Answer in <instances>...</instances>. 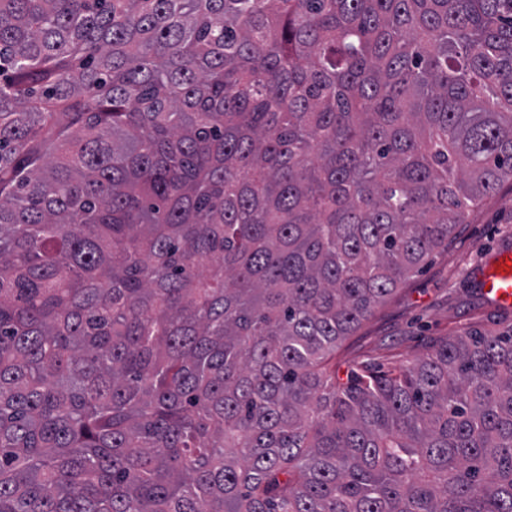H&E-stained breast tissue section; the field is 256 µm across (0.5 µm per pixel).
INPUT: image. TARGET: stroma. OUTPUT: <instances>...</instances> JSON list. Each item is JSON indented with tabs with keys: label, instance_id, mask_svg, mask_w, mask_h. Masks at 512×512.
<instances>
[{
	"label": "stroma",
	"instance_id": "stroma-1",
	"mask_svg": "<svg viewBox=\"0 0 512 512\" xmlns=\"http://www.w3.org/2000/svg\"><path fill=\"white\" fill-rule=\"evenodd\" d=\"M507 244L512 246V180L472 208L447 248L342 341L337 377L363 365L388 368L423 357L443 337L511 329L512 310L490 304L477 286L479 267Z\"/></svg>",
	"mask_w": 512,
	"mask_h": 512
}]
</instances>
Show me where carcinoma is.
I'll use <instances>...</instances> for the list:
<instances>
[{
  "label": "carcinoma",
  "instance_id": "obj_1",
  "mask_svg": "<svg viewBox=\"0 0 512 512\" xmlns=\"http://www.w3.org/2000/svg\"><path fill=\"white\" fill-rule=\"evenodd\" d=\"M512 179V0H0V512H512V330L336 348Z\"/></svg>",
  "mask_w": 512,
  "mask_h": 512
}]
</instances>
